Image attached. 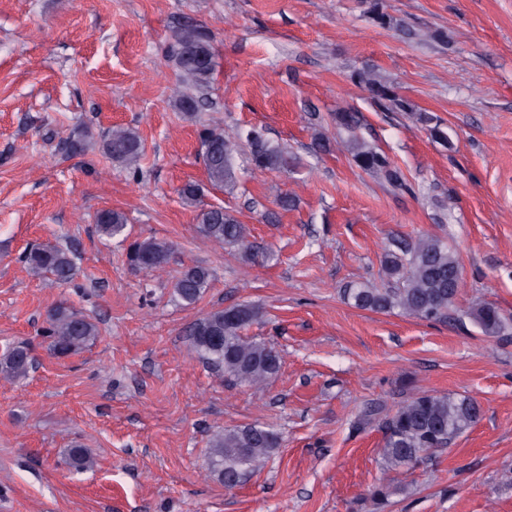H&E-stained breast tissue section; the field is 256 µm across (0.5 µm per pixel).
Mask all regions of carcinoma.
Listing matches in <instances>:
<instances>
[{"instance_id":"obj_1","label":"carcinoma","mask_w":512,"mask_h":512,"mask_svg":"<svg viewBox=\"0 0 512 512\" xmlns=\"http://www.w3.org/2000/svg\"><path fill=\"white\" fill-rule=\"evenodd\" d=\"M169 47L178 71V84L171 96L174 107L190 120H197L199 98L192 90L207 86L214 75L213 52L209 37L202 28L185 23L169 33ZM374 101L400 111H408L389 78L374 66H364L356 73ZM339 129L348 135L347 143L355 162L395 189L406 187L401 172L392 167L386 155L358 134L359 116L349 109L334 114ZM200 153L208 181L215 189L236 179V159L248 149V159L255 170L284 173L300 167L301 160L291 156L280 144L267 139L254 128L226 129L222 120L211 118L198 132ZM102 151L113 161L129 169H138L143 155L139 134L128 127L114 126L102 140ZM202 188L189 182L180 189L182 200L197 206ZM99 233L107 238L125 234L126 215L118 210H105L96 218ZM199 234L217 244L230 247L241 256L256 261L259 251L250 241L249 230L222 207L203 208L199 213ZM176 244L164 239L135 240L127 248V262L134 272H150L164 268L171 260ZM24 261L31 275L50 277L60 284L71 282L75 275L74 254L68 248L43 245L29 249ZM387 279L379 288L357 282L345 290L354 307L376 313L398 311L424 319L448 318L458 289L449 287L451 280L461 279L458 256L448 243L434 235H422L412 242L397 241L386 251L382 264ZM213 273L201 264L183 267L173 284V294L183 303H196L209 287ZM470 315L489 335H501L506 323L499 310L488 304H477ZM260 317L259 308L245 304L240 310L229 306L207 314L192 328L190 341L196 351L212 365L250 387L260 389L281 367L279 352L271 345L243 334L245 328ZM98 335L92 318L64 304L51 308L46 315L44 338L49 351L58 358L68 357L85 348ZM34 368L28 347L19 345L0 358V374L22 378ZM364 417H379L383 430L380 448L385 472L410 469L431 452L448 445L480 417V406L469 396L423 393L402 402L394 410L381 403L367 406ZM280 446L275 431L245 425L213 433L209 439L208 466L212 473L231 489L245 475L261 471ZM67 462L76 471L91 470L95 459L81 445L68 450Z\"/></svg>"}]
</instances>
